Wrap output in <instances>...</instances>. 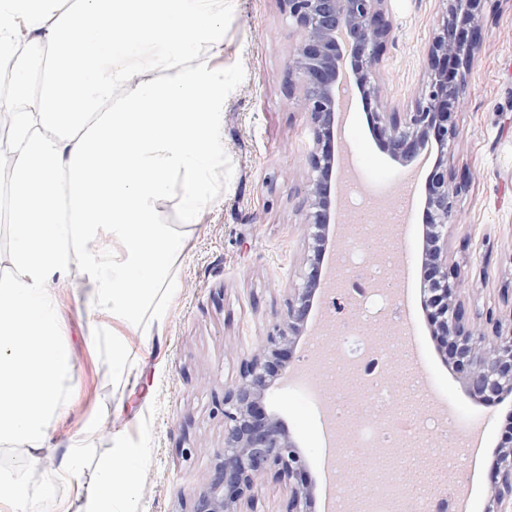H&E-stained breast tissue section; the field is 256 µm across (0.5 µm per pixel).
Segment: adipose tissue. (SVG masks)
Wrapping results in <instances>:
<instances>
[{
    "instance_id": "adipose-tissue-1",
    "label": "adipose tissue",
    "mask_w": 512,
    "mask_h": 512,
    "mask_svg": "<svg viewBox=\"0 0 512 512\" xmlns=\"http://www.w3.org/2000/svg\"><path fill=\"white\" fill-rule=\"evenodd\" d=\"M57 2L0 0L14 268L0 278V443L46 454L76 396L57 288L85 283L88 331L106 337L117 373L133 357L127 334L163 324L177 257L216 196L208 175L222 163L225 75L211 57L224 50V15L235 7L73 0L62 12ZM155 46L166 54L133 65ZM20 99L36 100L37 111H18ZM168 198L184 232L156 220ZM141 465L139 449L116 442L85 491L88 512H135Z\"/></svg>"
}]
</instances>
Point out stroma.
Listing matches in <instances>:
<instances>
[{
	"mask_svg": "<svg viewBox=\"0 0 512 512\" xmlns=\"http://www.w3.org/2000/svg\"><path fill=\"white\" fill-rule=\"evenodd\" d=\"M490 6L455 115L460 135L447 150L449 168L469 174V187L455 204L457 224L448 230L449 260L461 273L462 297L489 307L497 305L500 288L512 284V0H491ZM445 7L444 0H387L393 40L378 77L388 101L401 111L411 110L426 78L425 50ZM298 39L279 0H236L225 16L220 61L228 84L217 199L204 209L189 248L178 258V286L161 333L131 337L134 358L126 374L113 372L105 338L88 336L79 284L59 289L62 339L75 352L71 384L79 397L55 426L52 456L30 465L28 449L0 444V479L29 486V512H85L78 487L60 486L51 497L40 488L71 439L84 436L89 418L116 409L121 415L115 431L144 456L138 512H189L203 489L224 446V389L238 379L242 363L272 330L274 312L285 309L301 284L308 230L298 202L308 177L312 128L286 89L288 58ZM336 138L359 156L376 197L406 187L407 171L379 150L363 107L349 113ZM421 244L417 210L395 240L397 252L415 264L403 324L423 348L419 369L427 388L440 401L455 403L459 429L469 430L478 420L484 424L471 508L485 512L497 450L512 430V394L491 402L471 398L444 363L423 306ZM352 315L328 303L314 306L294 347V362L302 363L311 338L332 342L335 327ZM320 389L312 372L302 385L281 380L265 401L309 460L314 512H323L326 496Z\"/></svg>",
	"mask_w": 512,
	"mask_h": 512,
	"instance_id": "35a3bbf8",
	"label": "stroma"
}]
</instances>
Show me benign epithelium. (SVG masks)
<instances>
[{"instance_id": "1", "label": "benign epithelium", "mask_w": 512, "mask_h": 512, "mask_svg": "<svg viewBox=\"0 0 512 512\" xmlns=\"http://www.w3.org/2000/svg\"><path fill=\"white\" fill-rule=\"evenodd\" d=\"M301 38L288 58V93L300 90L299 108L313 124L307 155L309 177L299 210L309 229L311 251L302 286L274 313L261 348L243 363L239 378L224 390V448L193 503L192 512H257L254 489L271 474L284 483L288 512H312L314 488L308 460L288 425L264 407L267 395L287 373L292 350L303 335L325 276L319 254L335 244L336 125L345 106L358 98L376 103L371 112L379 148L402 167L412 165L430 142L437 157L425 176L422 288L431 335L445 363L467 392L491 401L512 393V289L499 296L509 325L496 310L466 303L457 270L449 263L448 228L464 180L448 170L445 148L459 136L452 119L470 72L480 31L487 22L485 0H446L438 31L428 45L427 79L411 112L382 104L377 76L392 28L386 0H280ZM487 512H512V434L500 447Z\"/></svg>"}]
</instances>
